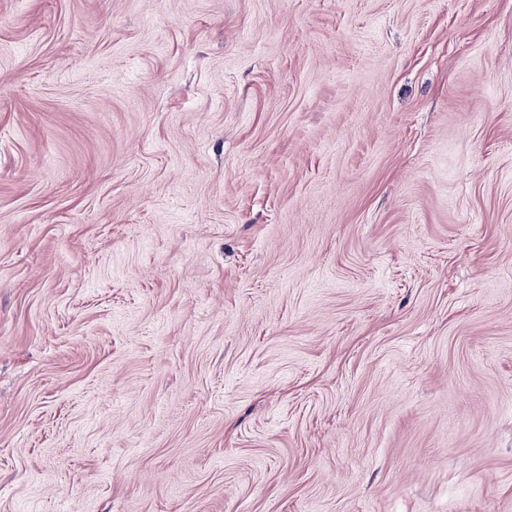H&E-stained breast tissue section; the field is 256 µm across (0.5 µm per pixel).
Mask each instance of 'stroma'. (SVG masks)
Wrapping results in <instances>:
<instances>
[{
  "mask_svg": "<svg viewBox=\"0 0 512 512\" xmlns=\"http://www.w3.org/2000/svg\"><path fill=\"white\" fill-rule=\"evenodd\" d=\"M0 512H512V0H0Z\"/></svg>",
  "mask_w": 512,
  "mask_h": 512,
  "instance_id": "35a3bbf8",
  "label": "stroma"
}]
</instances>
